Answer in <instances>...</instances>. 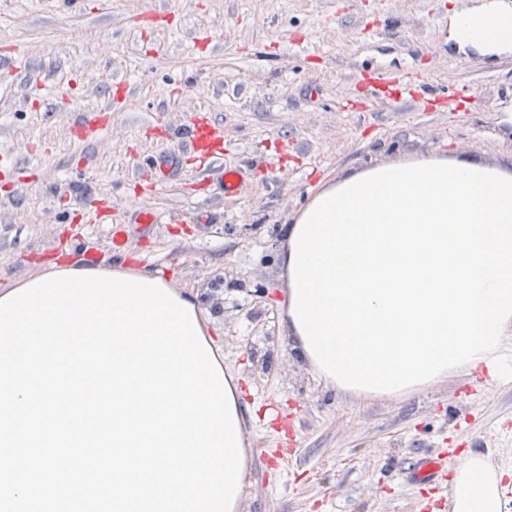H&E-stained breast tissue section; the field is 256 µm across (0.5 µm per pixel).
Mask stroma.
Instances as JSON below:
<instances>
[{"mask_svg":"<svg viewBox=\"0 0 512 512\" xmlns=\"http://www.w3.org/2000/svg\"><path fill=\"white\" fill-rule=\"evenodd\" d=\"M485 0H98L44 9L0 0V292L44 273L65 253L77 267L117 270L113 227L128 268L160 271L201 296L218 277L242 279L243 308L203 305L218 358L241 391L247 487L237 512H448L450 480L403 482L421 453L457 448L512 475V375L487 381L449 370L392 398L337 389L291 351L283 313L284 230L341 176L369 165L456 156L512 167V53L487 57L448 41V12ZM154 10L151 28L135 26ZM211 32L209 45L196 36ZM408 73L437 90L469 85L475 102L441 112L373 98L375 73ZM361 104L358 112L344 104ZM105 110L109 132L73 135ZM224 126L225 164L248 169L235 196L194 188L190 158L148 194L149 162L176 151L190 113ZM112 205V224L90 204ZM149 205L162 216L137 224Z\"/></svg>","mask_w":512,"mask_h":512,"instance_id":"obj_1","label":"stroma"}]
</instances>
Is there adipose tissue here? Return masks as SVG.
Returning a JSON list of instances; mask_svg holds the SVG:
<instances>
[{
    "label": "adipose tissue",
    "mask_w": 512,
    "mask_h": 512,
    "mask_svg": "<svg viewBox=\"0 0 512 512\" xmlns=\"http://www.w3.org/2000/svg\"><path fill=\"white\" fill-rule=\"evenodd\" d=\"M448 38L512 49V6L454 11ZM281 263L288 325L337 388L391 398L452 369L496 376L512 324V170L442 157L345 176L289 226ZM499 483L469 460L451 512H501Z\"/></svg>",
    "instance_id": "ef3b65f1"
}]
</instances>
